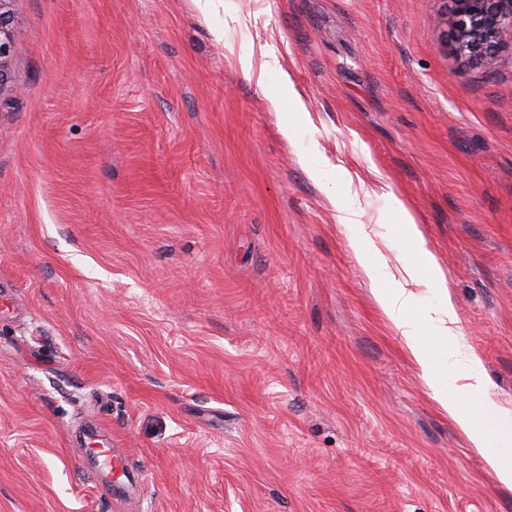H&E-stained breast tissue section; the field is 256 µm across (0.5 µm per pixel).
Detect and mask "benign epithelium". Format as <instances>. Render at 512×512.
<instances>
[{"instance_id": "obj_1", "label": "benign epithelium", "mask_w": 512, "mask_h": 512, "mask_svg": "<svg viewBox=\"0 0 512 512\" xmlns=\"http://www.w3.org/2000/svg\"><path fill=\"white\" fill-rule=\"evenodd\" d=\"M0 0V93L7 90L6 63L11 56L14 36L8 4ZM454 8L447 19L451 50L465 65L493 64L497 49L512 44V0H452Z\"/></svg>"}]
</instances>
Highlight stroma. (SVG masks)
Here are the masks:
<instances>
[{"mask_svg": "<svg viewBox=\"0 0 512 512\" xmlns=\"http://www.w3.org/2000/svg\"><path fill=\"white\" fill-rule=\"evenodd\" d=\"M11 8L0 512H512L338 209L397 270L405 203L512 408V46L461 65L452 0Z\"/></svg>", "mask_w": 512, "mask_h": 512, "instance_id": "1", "label": "stroma"}]
</instances>
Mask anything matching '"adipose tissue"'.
I'll return each instance as SVG.
<instances>
[{"label": "adipose tissue", "mask_w": 512, "mask_h": 512, "mask_svg": "<svg viewBox=\"0 0 512 512\" xmlns=\"http://www.w3.org/2000/svg\"><path fill=\"white\" fill-rule=\"evenodd\" d=\"M401 229L410 242L413 261L392 273L368 234L354 240L356 260L374 286L373 297L387 324L400 335L404 351L416 368L430 398L453 421L469 447L482 457L503 486L512 489V410L491 394V383L478 352L463 343L449 276L427 248L412 216H404ZM429 285L438 297L427 307L421 322L412 312L417 286Z\"/></svg>", "instance_id": "ef3b65f1"}]
</instances>
